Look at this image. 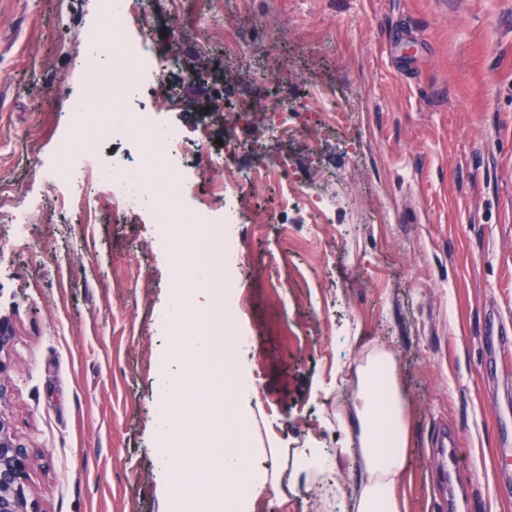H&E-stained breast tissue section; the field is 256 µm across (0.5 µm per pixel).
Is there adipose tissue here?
Listing matches in <instances>:
<instances>
[{"mask_svg":"<svg viewBox=\"0 0 512 512\" xmlns=\"http://www.w3.org/2000/svg\"><path fill=\"white\" fill-rule=\"evenodd\" d=\"M352 394L336 406V422L347 431L350 445L307 459L302 469L310 483L337 482L339 461L349 458L361 465L362 476L336 498L339 512H407L399 485L409 448V406L403 396L396 360L382 346L360 350L352 367ZM211 435L200 437L190 453L167 457L179 477L174 494L176 512H216L218 499L201 472L210 461ZM245 448L224 454V472L232 482L228 496L245 504L262 487V480L245 466Z\"/></svg>","mask_w":512,"mask_h":512,"instance_id":"1","label":"adipose tissue"}]
</instances>
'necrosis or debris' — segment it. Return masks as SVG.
Returning <instances> with one entry per match:
<instances>
[{"instance_id": "4bbe7bcc", "label": "necrosis or debris", "mask_w": 512, "mask_h": 512, "mask_svg": "<svg viewBox=\"0 0 512 512\" xmlns=\"http://www.w3.org/2000/svg\"><path fill=\"white\" fill-rule=\"evenodd\" d=\"M149 4L150 0H111L99 29L88 35L91 54L81 66L97 93L133 96L155 82L174 84L183 80L175 52L160 54L148 38L129 37L132 29L147 26ZM67 118L70 134L60 145L56 159V174L60 177H74L83 168V159L76 151L80 143L131 137L152 142L153 148L147 153L98 162L96 175L106 184L115 213L131 214L154 202V222L163 238L172 224H193L208 232L219 221L240 223L242 199L227 192L219 176L229 155L237 149L235 142H228L221 153L209 154L208 130L197 129L193 139L196 150L209 154L216 176L209 183L206 205L187 210L182 208L179 196L187 160L180 150L184 138L177 126L157 124L147 112L99 113L84 102L74 103Z\"/></svg>"}]
</instances>
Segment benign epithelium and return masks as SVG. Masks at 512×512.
<instances>
[{
	"mask_svg": "<svg viewBox=\"0 0 512 512\" xmlns=\"http://www.w3.org/2000/svg\"><path fill=\"white\" fill-rule=\"evenodd\" d=\"M12 390L8 367L0 359V512H41L29 494L31 448L15 435L6 413Z\"/></svg>",
	"mask_w": 512,
	"mask_h": 512,
	"instance_id": "7a95c632",
	"label": "benign epithelium"
}]
</instances>
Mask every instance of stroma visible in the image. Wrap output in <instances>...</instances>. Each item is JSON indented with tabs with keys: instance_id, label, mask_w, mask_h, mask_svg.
I'll use <instances>...</instances> for the list:
<instances>
[{
	"instance_id": "35a3bbf8",
	"label": "stroma",
	"mask_w": 512,
	"mask_h": 512,
	"mask_svg": "<svg viewBox=\"0 0 512 512\" xmlns=\"http://www.w3.org/2000/svg\"><path fill=\"white\" fill-rule=\"evenodd\" d=\"M104 9L0 0V316L14 328L9 414L42 512H161L160 448L186 429L159 421L161 377L224 403V334L211 331L214 362L199 370L168 332L185 282L151 210L116 220L102 182L82 193L46 175L86 96L79 62ZM146 35L158 52L179 46L188 79L101 111L207 127L215 151L226 113L289 98L296 130L280 149L295 190L331 203L321 216L290 201L280 221V185L248 195L240 178L272 141L270 113L247 112L229 175L248 199L228 234L247 263L228 280L249 340L236 369L256 389L239 410L252 462L276 484L253 512H334L295 460L347 446L333 413L374 344L395 355L410 404L408 512H448L433 443L448 426L471 512H512L495 467L512 432V351L485 336H512V0H155ZM25 207L20 236L11 218Z\"/></svg>"
}]
</instances>
